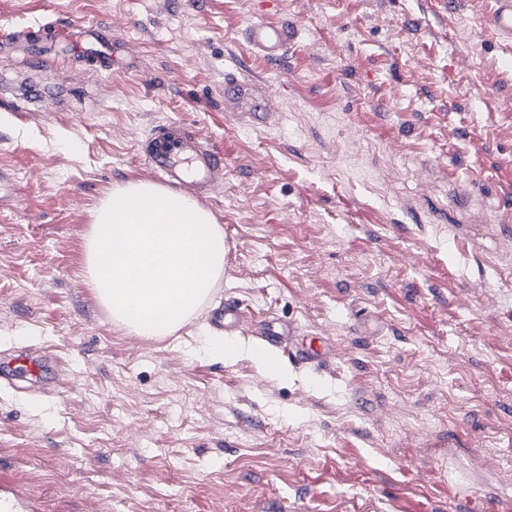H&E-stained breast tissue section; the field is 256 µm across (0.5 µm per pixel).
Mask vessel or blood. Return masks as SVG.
<instances>
[{"label": "vessel or blood", "instance_id": "obj_1", "mask_svg": "<svg viewBox=\"0 0 512 512\" xmlns=\"http://www.w3.org/2000/svg\"><path fill=\"white\" fill-rule=\"evenodd\" d=\"M494 3L488 25L501 45L511 48L512 0H494ZM247 39L271 60L279 59L288 48L287 29L262 21L249 26ZM224 109L244 114L249 124L255 127L269 124L272 118L260 88L233 79L224 84ZM147 162L154 173L174 188L201 197L213 191L224 175L223 152L176 121L154 127L148 138ZM212 321L222 327L225 335L232 336L246 325L247 318L237 305L228 303L223 312L213 315ZM262 339L270 347L287 351L289 357L302 364L321 363L332 348L330 341L324 338L308 342L298 339L292 324L278 320L263 325ZM13 366L36 381L54 372L51 360L44 355L21 354L14 359Z\"/></svg>", "mask_w": 512, "mask_h": 512}]
</instances>
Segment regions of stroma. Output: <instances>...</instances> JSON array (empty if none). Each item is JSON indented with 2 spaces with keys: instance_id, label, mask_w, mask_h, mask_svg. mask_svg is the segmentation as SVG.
Here are the masks:
<instances>
[{
  "instance_id": "1",
  "label": "stroma",
  "mask_w": 512,
  "mask_h": 512,
  "mask_svg": "<svg viewBox=\"0 0 512 512\" xmlns=\"http://www.w3.org/2000/svg\"><path fill=\"white\" fill-rule=\"evenodd\" d=\"M493 0H0V30L58 17L50 72L0 48V362L31 347L60 386L0 381V487L37 512H477L512 503V60ZM287 26L272 64L243 39ZM111 25L108 41L97 38ZM113 61L96 72L98 56ZM263 82L254 128L224 76ZM224 151L201 204L224 276L173 335L117 325L83 275L95 209L153 182L151 129ZM246 313L240 353L207 315ZM334 350L251 356L265 319ZM469 471L461 487L449 466Z\"/></svg>"
}]
</instances>
